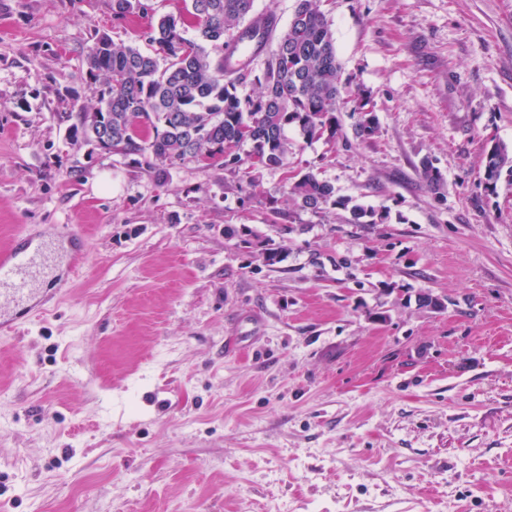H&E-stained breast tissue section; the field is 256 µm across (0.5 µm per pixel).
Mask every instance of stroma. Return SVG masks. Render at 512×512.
<instances>
[{
  "label": "stroma",
  "instance_id": "35a3bbf8",
  "mask_svg": "<svg viewBox=\"0 0 512 512\" xmlns=\"http://www.w3.org/2000/svg\"><path fill=\"white\" fill-rule=\"evenodd\" d=\"M379 130L289 132L285 167L158 172L70 141L112 0H0V248L83 267L0 337V512H512V0H334ZM429 159L441 194L420 178ZM388 212L286 203L287 174ZM278 249L276 263L264 247ZM445 307L419 306L422 294ZM508 167L512 173V152L503 143H494L485 154L483 167V183L485 188L494 193L502 171Z\"/></svg>",
  "mask_w": 512,
  "mask_h": 512
}]
</instances>
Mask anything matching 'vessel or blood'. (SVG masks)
Instances as JSON below:
<instances>
[{"label":"vessel or blood","mask_w":512,"mask_h":512,"mask_svg":"<svg viewBox=\"0 0 512 512\" xmlns=\"http://www.w3.org/2000/svg\"><path fill=\"white\" fill-rule=\"evenodd\" d=\"M249 26L253 48L267 46L274 28L266 15L254 16ZM19 247L0 251V332L8 333L41 310L44 285L52 281L61 265L77 267L78 262L60 243L35 241L28 230H20Z\"/></svg>","instance_id":"vessel-or-blood-1"}]
</instances>
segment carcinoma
Instances as JSON below:
<instances>
[{"label":"carcinoma","mask_w":512,"mask_h":512,"mask_svg":"<svg viewBox=\"0 0 512 512\" xmlns=\"http://www.w3.org/2000/svg\"><path fill=\"white\" fill-rule=\"evenodd\" d=\"M295 2L288 26L254 75L249 69L224 71V50L249 36L243 23L254 13V0H189L179 11L160 15L144 0H112L115 20L133 14L148 18L141 37L156 45L160 56L96 31L85 80L98 107L90 124L68 126V137L149 167L197 163L204 155L210 167L244 168L249 185H256L264 170L285 166L288 128L306 142L333 139L341 130L342 65L329 21L320 0ZM190 28L193 38L187 37ZM249 78L257 92L242 98L238 86ZM351 102L355 138L372 137L378 118L371 93L359 87ZM505 168L512 171V151L495 143L483 167L489 192H495ZM421 177L431 193H440L443 175L431 161L422 162ZM287 202L314 212L327 205L342 209L355 224L388 219L386 212L336 195L331 183L311 171L290 176Z\"/></svg>","instance_id":"1"}]
</instances>
